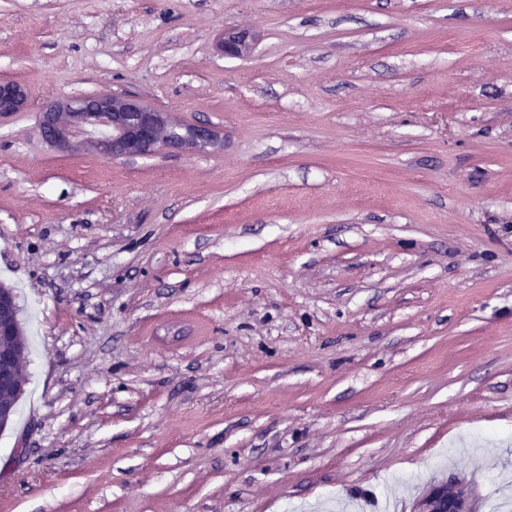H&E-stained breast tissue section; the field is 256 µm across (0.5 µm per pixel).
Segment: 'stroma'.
<instances>
[{"label": "stroma", "instance_id": "obj_1", "mask_svg": "<svg viewBox=\"0 0 512 512\" xmlns=\"http://www.w3.org/2000/svg\"><path fill=\"white\" fill-rule=\"evenodd\" d=\"M250 52L225 56V31ZM0 512H415L512 480V0H0ZM133 93L218 150L58 149ZM252 37L247 31H228L220 41V49L226 56L244 55L250 48ZM28 93L14 81H0V117L20 112L26 105ZM0 431L15 416L16 399L25 387V375L19 374L20 354L16 338L20 334V318L16 296L10 288L0 287ZM416 512H470L468 502L457 487L442 484L432 487L420 500Z\"/></svg>", "mask_w": 512, "mask_h": 512}]
</instances>
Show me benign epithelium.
Segmentation results:
<instances>
[{"label":"benign epithelium","mask_w":512,"mask_h":512,"mask_svg":"<svg viewBox=\"0 0 512 512\" xmlns=\"http://www.w3.org/2000/svg\"><path fill=\"white\" fill-rule=\"evenodd\" d=\"M252 37L247 31H228L220 41L226 56L246 53ZM24 86L0 81V117L21 111L27 102ZM38 134L42 140L68 148L86 144L113 159L148 156L161 146L204 151L214 148L220 133L209 127L171 120L168 115L133 94L94 95L67 103L51 104L41 113ZM16 296L0 289V431L15 416L16 400L25 387L19 374L22 354L16 346L20 334ZM416 512H470L468 502L457 487H432L420 500Z\"/></svg>","instance_id":"1"}]
</instances>
